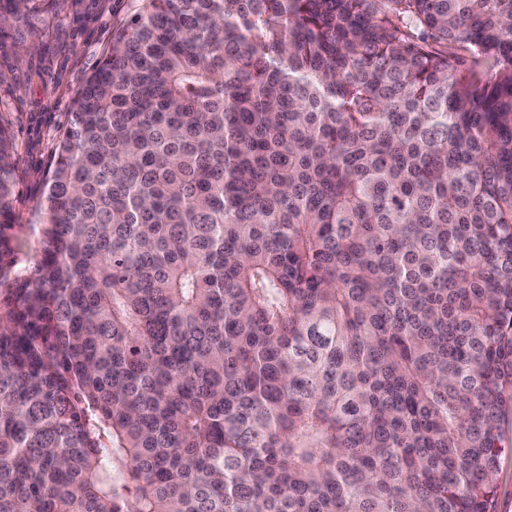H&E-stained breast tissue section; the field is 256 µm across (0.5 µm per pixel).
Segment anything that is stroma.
<instances>
[{
  "mask_svg": "<svg viewBox=\"0 0 512 512\" xmlns=\"http://www.w3.org/2000/svg\"><path fill=\"white\" fill-rule=\"evenodd\" d=\"M142 6L143 0H31L26 12L0 26V121L15 144L23 265H33L40 250L37 209L73 100L109 51L113 32Z\"/></svg>",
  "mask_w": 512,
  "mask_h": 512,
  "instance_id": "stroma-1",
  "label": "stroma"
}]
</instances>
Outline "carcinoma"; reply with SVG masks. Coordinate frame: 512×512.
Here are the masks:
<instances>
[{"label":"carcinoma","mask_w":512,"mask_h":512,"mask_svg":"<svg viewBox=\"0 0 512 512\" xmlns=\"http://www.w3.org/2000/svg\"><path fill=\"white\" fill-rule=\"evenodd\" d=\"M144 2L30 268L0 124V512H496L512 0Z\"/></svg>","instance_id":"cac0c4a2"}]
</instances>
